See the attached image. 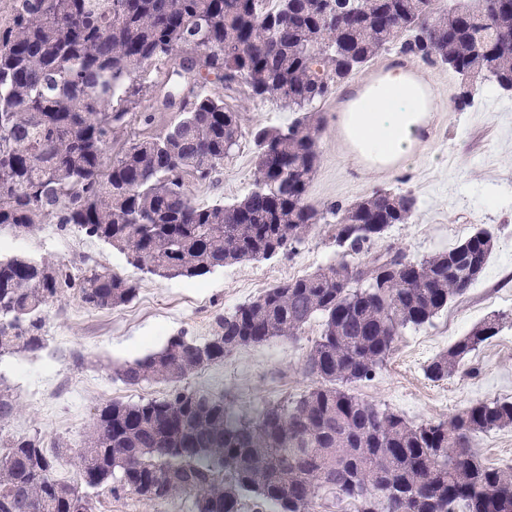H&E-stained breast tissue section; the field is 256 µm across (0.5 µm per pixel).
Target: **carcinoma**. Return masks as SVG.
<instances>
[{
  "mask_svg": "<svg viewBox=\"0 0 512 512\" xmlns=\"http://www.w3.org/2000/svg\"><path fill=\"white\" fill-rule=\"evenodd\" d=\"M400 37V51L458 74V111L486 84L512 90V0H10L0 19V230L26 235L50 217L166 280L290 253L319 224L331 227L340 259L215 315L202 340L182 332L122 366L125 385L164 383L166 393L104 404L77 443H55L51 454L38 435L5 433L19 402L0 387V512H92L86 489L103 484L154 503L188 496L194 512H241L247 500L252 512H316L327 495L354 512H512V465L488 466L471 450L476 434L512 426V401L415 424L350 392L381 369L403 329L466 291L497 241L481 229L419 261L374 255L388 227L412 219L411 193L377 191L347 208L307 203L316 105ZM197 50L160 101L178 121L112 152L116 129L146 96L147 68ZM202 68L296 117L244 126L205 92ZM245 137L252 191L196 203L188 180H211ZM67 290L112 310L136 298L139 282L95 264L76 274L30 255L0 257V358L48 347L44 313ZM316 316L321 335L303 363L316 382L299 397L237 420L224 398L185 384L241 348L300 335ZM507 319L488 316L426 377L458 373ZM62 460L79 482L56 478Z\"/></svg>",
  "mask_w": 512,
  "mask_h": 512,
  "instance_id": "obj_1",
  "label": "carcinoma"
}]
</instances>
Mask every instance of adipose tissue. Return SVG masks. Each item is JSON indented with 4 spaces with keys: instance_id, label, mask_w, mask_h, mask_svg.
Wrapping results in <instances>:
<instances>
[{
    "instance_id": "1",
    "label": "adipose tissue",
    "mask_w": 512,
    "mask_h": 512,
    "mask_svg": "<svg viewBox=\"0 0 512 512\" xmlns=\"http://www.w3.org/2000/svg\"><path fill=\"white\" fill-rule=\"evenodd\" d=\"M432 98L406 73L395 70L338 115L351 150L369 167L411 160L428 137Z\"/></svg>"
}]
</instances>
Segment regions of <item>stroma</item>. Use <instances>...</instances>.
Masks as SVG:
<instances>
[{"instance_id": "obj_1", "label": "stroma", "mask_w": 512, "mask_h": 512, "mask_svg": "<svg viewBox=\"0 0 512 512\" xmlns=\"http://www.w3.org/2000/svg\"><path fill=\"white\" fill-rule=\"evenodd\" d=\"M426 72L436 107L428 138L406 165L367 168L336 138V98L321 103L319 164L307 195L308 203L323 209L350 206L379 189L411 192L417 199L413 220L389 227L373 249L399 250L412 261L448 250L481 228L497 236L482 273L463 295L429 323L404 329L386 365L372 380L352 387L358 397L414 423L445 418L481 401L512 400V323L450 379L433 382L424 373L432 359L487 316H512V92L484 88L470 107L456 112L449 107L458 87L456 74L441 66ZM208 89L222 96L229 110L242 113L245 125L283 126L294 118L278 101L250 99L244 84L214 82ZM255 162L251 144L242 141L213 181L190 183L191 196L200 203L242 198L252 187ZM11 251L78 268L88 260L125 277L133 273L107 245L74 229L59 230L47 217L34 232L16 237ZM336 259L328 228L320 224L290 255L227 265L196 279L142 278L137 298L114 310L86 309L74 292L64 293L46 311L48 348L0 358V384L13 391L20 405L9 432L37 433L48 445L80 440L100 404L136 402L166 390L154 383L126 387L116 379V367L159 351L171 336H207L216 314ZM321 331V318H313L300 336L242 348L223 363L194 373L187 383L223 397L240 418L255 417L266 405L296 398L311 386L303 363ZM91 498L93 512L191 510L187 498L152 504L132 493L113 497L105 487L92 490Z\"/></svg>"}]
</instances>
